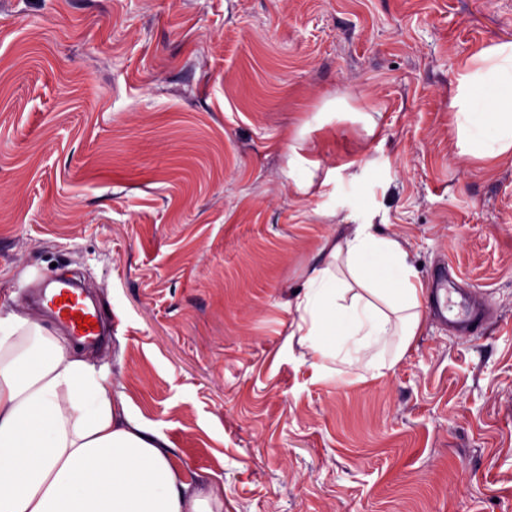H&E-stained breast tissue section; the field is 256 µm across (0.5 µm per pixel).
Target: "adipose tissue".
Instances as JSON below:
<instances>
[{
	"mask_svg": "<svg viewBox=\"0 0 512 512\" xmlns=\"http://www.w3.org/2000/svg\"><path fill=\"white\" fill-rule=\"evenodd\" d=\"M490 57L511 59L512 42L484 48L451 92L461 156L512 153V69ZM422 296L404 245L359 224L325 241L290 294L288 337L317 378L334 359L382 378L422 327ZM212 501L87 360L30 318L0 316V512H213Z\"/></svg>",
	"mask_w": 512,
	"mask_h": 512,
	"instance_id": "obj_1",
	"label": "adipose tissue"
}]
</instances>
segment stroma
Listing matches in <instances>:
<instances>
[{"label": "stroma", "mask_w": 512, "mask_h": 512, "mask_svg": "<svg viewBox=\"0 0 512 512\" xmlns=\"http://www.w3.org/2000/svg\"><path fill=\"white\" fill-rule=\"evenodd\" d=\"M502 41L512 0H0V315L102 371L224 512H512V157H459L450 107ZM368 220L490 314L323 381L286 300ZM61 278L102 341L36 305Z\"/></svg>", "instance_id": "1"}]
</instances>
